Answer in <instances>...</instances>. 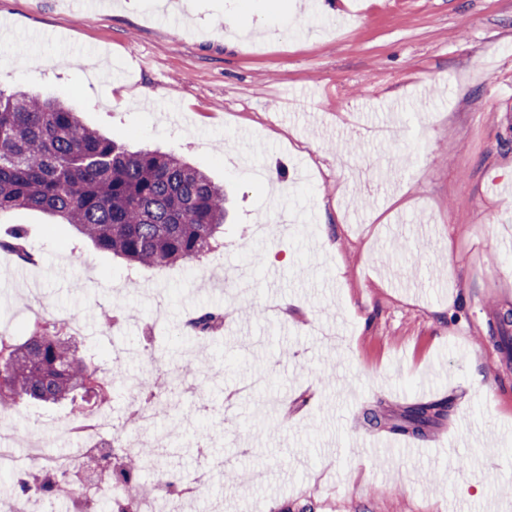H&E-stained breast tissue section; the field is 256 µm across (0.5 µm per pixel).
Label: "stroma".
<instances>
[{"label":"stroma","mask_w":512,"mask_h":512,"mask_svg":"<svg viewBox=\"0 0 512 512\" xmlns=\"http://www.w3.org/2000/svg\"><path fill=\"white\" fill-rule=\"evenodd\" d=\"M100 2L0 0V88L186 157L230 217L200 261L131 271L70 225L1 216L40 262L0 251V336L68 318L128 434V385L189 361L155 424L165 463L240 477L195 512H512V353L494 342L512 336V200L493 185L512 176V0ZM210 309L223 328L188 333ZM443 402L416 456L373 449ZM68 414L0 408V434Z\"/></svg>","instance_id":"1"}]
</instances>
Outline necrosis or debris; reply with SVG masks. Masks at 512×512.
Here are the masks:
<instances>
[{
  "label": "necrosis or debris",
  "mask_w": 512,
  "mask_h": 512,
  "mask_svg": "<svg viewBox=\"0 0 512 512\" xmlns=\"http://www.w3.org/2000/svg\"><path fill=\"white\" fill-rule=\"evenodd\" d=\"M130 404L137 416L143 432L139 435H110L113 426L111 416L99 407L91 408L77 423L54 420L48 425H35L26 447H19L15 438L0 436V470L18 472L51 461L63 485L69 488V512H98L100 501L114 502L120 499L125 490L122 476L111 469L86 472L82 466L85 458L91 455H112L117 452H130L148 446L146 432L150 430L159 414L160 404L156 401H140L138 389L129 392ZM50 432L60 440L57 448H49L39 443L38 433Z\"/></svg>",
  "instance_id": "1"
}]
</instances>
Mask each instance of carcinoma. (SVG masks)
<instances>
[{
    "label": "carcinoma",
    "instance_id": "carcinoma-1",
    "mask_svg": "<svg viewBox=\"0 0 512 512\" xmlns=\"http://www.w3.org/2000/svg\"><path fill=\"white\" fill-rule=\"evenodd\" d=\"M224 187L180 156L158 150L134 152L87 126L65 100L33 88L0 90V216L16 209L38 210L70 224L98 249L131 268H161L193 263L208 253L224 232ZM25 264L36 262L17 227L0 239V250ZM220 311H205L190 323L207 335L223 322ZM173 377L161 371L142 392L148 399L169 395ZM111 387L70 337L59 330H36L22 342L0 336V406L68 401L84 412L90 399H108ZM431 404L411 407L408 424H426ZM159 453L140 448L122 457L115 471L129 476L143 460ZM56 473L48 463L36 474L16 477V494L51 493ZM142 493L127 483L112 512H130Z\"/></svg>",
    "mask_w": 512,
    "mask_h": 512
}]
</instances>
